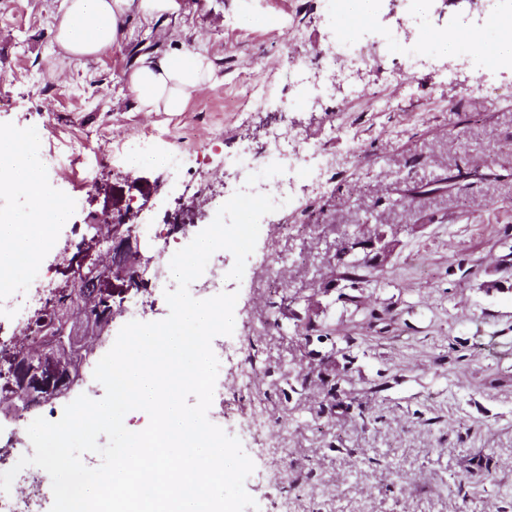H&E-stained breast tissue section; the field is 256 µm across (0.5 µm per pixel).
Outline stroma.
Here are the masks:
<instances>
[{"label":"stroma","instance_id":"1","mask_svg":"<svg viewBox=\"0 0 512 512\" xmlns=\"http://www.w3.org/2000/svg\"><path fill=\"white\" fill-rule=\"evenodd\" d=\"M61 3L0 0V135L21 127L48 148V112L91 152L168 133L136 169L99 171L70 223H171L182 190L152 158L190 145L208 153L195 199L206 212L223 156L259 149L275 123L355 158L326 192L298 181L262 217L241 281L226 282L235 327L208 419L252 449L245 489L258 512H512V66L476 53L448 81L411 67L389 38L405 15L383 0L361 28L382 42V65L355 94L284 111L281 61L324 49L336 0H172L150 17L131 11L118 48L80 61L55 39ZM462 23L499 38L479 0H433L416 29ZM178 48L207 52L217 83L183 111H139L128 74ZM472 82L499 97L462 96ZM254 85L268 98L257 112ZM352 257L367 263L356 283ZM257 407L266 427L253 438L242 426ZM465 469L460 491L452 477Z\"/></svg>","mask_w":512,"mask_h":512}]
</instances>
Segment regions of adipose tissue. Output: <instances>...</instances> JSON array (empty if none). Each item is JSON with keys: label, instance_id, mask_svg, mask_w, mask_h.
<instances>
[{"label": "adipose tissue", "instance_id": "obj_1", "mask_svg": "<svg viewBox=\"0 0 512 512\" xmlns=\"http://www.w3.org/2000/svg\"><path fill=\"white\" fill-rule=\"evenodd\" d=\"M144 14L162 10V0H62L56 40L71 58L94 59L119 46L125 16L131 8ZM214 80L206 53L184 49L159 57L147 56L129 75L130 89L143 112H180L189 99ZM27 191L26 220L0 212V290L10 287L33 258L38 244L51 240L53 227L66 223L67 209L47 203L36 153H20L14 140L0 138V194L16 185Z\"/></svg>", "mask_w": 512, "mask_h": 512}]
</instances>
